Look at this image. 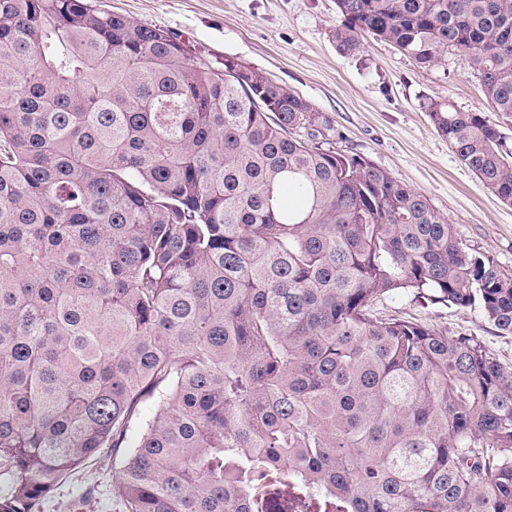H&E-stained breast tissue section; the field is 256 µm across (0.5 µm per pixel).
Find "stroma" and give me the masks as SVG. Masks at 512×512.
<instances>
[{"mask_svg":"<svg viewBox=\"0 0 512 512\" xmlns=\"http://www.w3.org/2000/svg\"><path fill=\"white\" fill-rule=\"evenodd\" d=\"M132 22L170 29L195 56L232 58L262 70L324 112L336 145L359 153L424 194L462 242L512 276V205L502 203L458 159L432 125L427 104L450 101L481 111L512 147V118L494 112L479 75L460 52L422 69L390 43L363 34L364 49L340 54L332 33L336 0H103ZM382 315L413 317L449 336L479 340L512 366V335L500 333L477 308L421 307L411 294L387 298ZM123 462L111 449L68 473L39 512H113Z\"/></svg>","mask_w":512,"mask_h":512,"instance_id":"obj_1","label":"stroma"}]
</instances>
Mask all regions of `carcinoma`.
Returning <instances> with one entry per match:
<instances>
[{"label": "carcinoma", "instance_id": "cac0c4a2", "mask_svg": "<svg viewBox=\"0 0 512 512\" xmlns=\"http://www.w3.org/2000/svg\"><path fill=\"white\" fill-rule=\"evenodd\" d=\"M420 68L465 56L512 117V0H336ZM240 69L224 78V70ZM439 135L512 205L497 124ZM330 119L96 0H0V512L154 418L114 512H512V368L373 314L409 292L512 335V276Z\"/></svg>", "mask_w": 512, "mask_h": 512}]
</instances>
